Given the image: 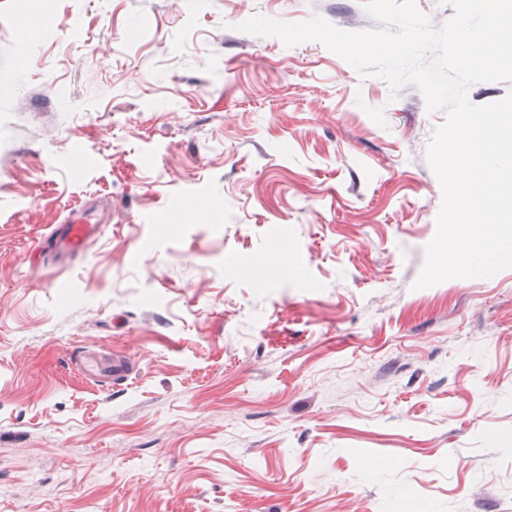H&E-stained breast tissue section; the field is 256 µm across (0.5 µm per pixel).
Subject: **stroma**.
I'll return each mask as SVG.
<instances>
[{
    "mask_svg": "<svg viewBox=\"0 0 512 512\" xmlns=\"http://www.w3.org/2000/svg\"><path fill=\"white\" fill-rule=\"evenodd\" d=\"M50 7L23 66L0 0V512H501L512 269L414 286L443 113L235 29L376 28L359 0ZM84 208L103 233L58 265L40 245ZM75 363L86 375L102 379V382L111 386L124 384L131 374L126 360L118 356L103 360L92 354L78 355Z\"/></svg>",
    "mask_w": 512,
    "mask_h": 512,
    "instance_id": "obj_1",
    "label": "stroma"
}]
</instances>
